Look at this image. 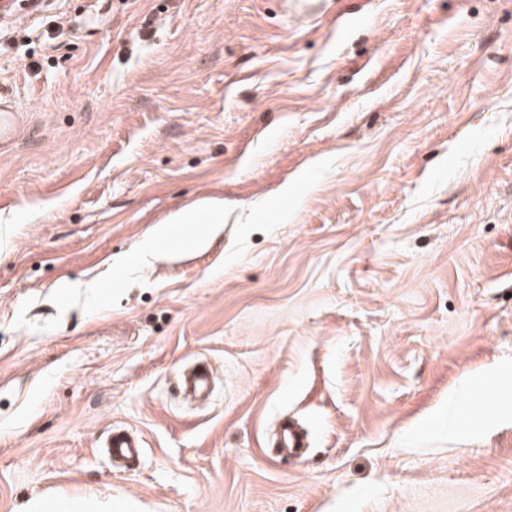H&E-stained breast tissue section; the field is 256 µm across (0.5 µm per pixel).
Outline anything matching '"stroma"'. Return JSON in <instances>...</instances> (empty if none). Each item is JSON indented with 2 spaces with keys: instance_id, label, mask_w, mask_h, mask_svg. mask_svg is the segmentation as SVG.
<instances>
[{
  "instance_id": "obj_1",
  "label": "stroma",
  "mask_w": 512,
  "mask_h": 512,
  "mask_svg": "<svg viewBox=\"0 0 512 512\" xmlns=\"http://www.w3.org/2000/svg\"><path fill=\"white\" fill-rule=\"evenodd\" d=\"M0 85V512H512V0H47ZM18 109L13 100L1 92L0 95V141L15 134L18 122ZM275 448L281 457L302 458L307 448L306 434L300 426L285 420L280 425ZM112 458L126 461H136L141 455L142 445L122 430L112 432V437L106 446Z\"/></svg>"
}]
</instances>
